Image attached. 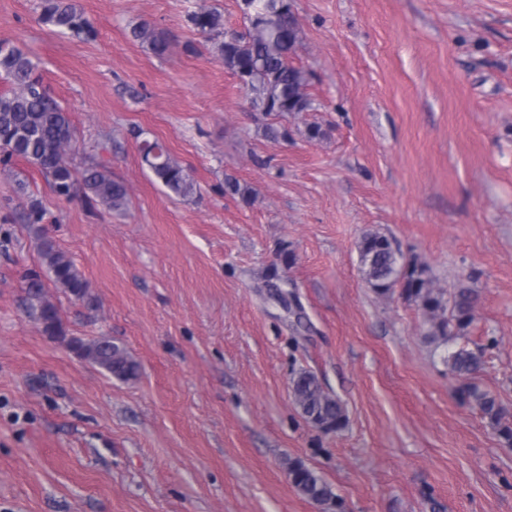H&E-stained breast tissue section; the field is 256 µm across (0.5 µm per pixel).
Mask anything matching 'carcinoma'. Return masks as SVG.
<instances>
[{
    "mask_svg": "<svg viewBox=\"0 0 512 512\" xmlns=\"http://www.w3.org/2000/svg\"><path fill=\"white\" fill-rule=\"evenodd\" d=\"M40 21L62 34L89 37L94 33L89 22L66 0H44ZM188 21L197 32L217 41L225 69L232 74L249 71L250 80L243 89L253 111L264 117L283 118L314 109V102L306 92L310 73L291 62L302 47L303 35L288 0H251L247 24L240 30L226 28L224 15L205 4L189 13ZM131 36L159 56L167 51L165 39L147 21L134 26ZM0 82L7 85V89H0L3 169H8L15 158L24 159L49 178L58 196L65 199L78 196L81 184L87 203L98 202L111 210L124 209L127 187L112 178L105 166H90L81 176H76L67 162L74 140L69 112L43 85L38 63L21 48L3 41H0ZM140 151L154 177L170 194L183 199L194 194L193 179L162 142L144 140ZM224 193L246 203L255 200L253 188L231 175L224 179ZM38 240L46 272L55 287L77 300L84 299L88 283L74 262L47 235L39 234ZM357 249L360 272L367 286L380 298H388L395 289H400L401 296L421 311L429 342L440 345L452 337L468 335L476 321L478 293L474 288L460 280L452 291L445 292L437 286L426 263L407 257L379 232L363 233ZM264 287L282 299L294 297L288 293V279L276 269L266 276ZM25 292L29 308L44 331L51 336L61 334L58 307L47 296L40 275L26 276ZM495 345L496 340L490 338L476 352L461 346L448 352L444 362L448 374L457 381L455 396L459 403L478 409L501 442L512 447V415L495 395L475 381V375L482 369L484 351ZM72 350L117 379L129 380L138 374V364L110 337L90 343L76 339ZM292 394L301 414L322 432L338 433L346 427L348 416L344 403L324 390L314 372H299L292 380ZM288 477L304 498L322 501L323 512H340L338 495L319 471L295 460L288 462Z\"/></svg>",
    "mask_w": 512,
    "mask_h": 512,
    "instance_id": "1",
    "label": "carcinoma"
}]
</instances>
